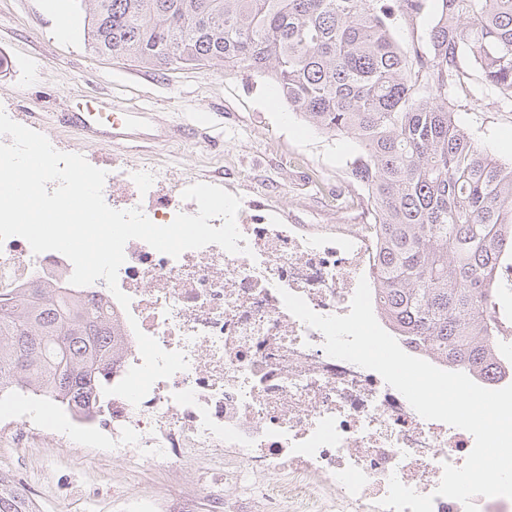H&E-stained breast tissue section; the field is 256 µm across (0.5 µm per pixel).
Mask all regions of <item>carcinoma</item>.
<instances>
[{"label":"carcinoma","instance_id":"carcinoma-1","mask_svg":"<svg viewBox=\"0 0 512 512\" xmlns=\"http://www.w3.org/2000/svg\"><path fill=\"white\" fill-rule=\"evenodd\" d=\"M94 51L160 71L221 65L271 82L288 110L357 144L373 284L391 330L475 376L496 348L495 298L512 256V165L465 133L448 106L471 62L512 101V0H435L422 45L386 22L428 0H90ZM112 373V327L90 298L44 288L0 297V392L36 390L86 413ZM0 512H37L0 473Z\"/></svg>","mask_w":512,"mask_h":512}]
</instances>
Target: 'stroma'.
Returning a JSON list of instances; mask_svg holds the SVG:
<instances>
[{"label": "stroma", "mask_w": 512, "mask_h": 512, "mask_svg": "<svg viewBox=\"0 0 512 512\" xmlns=\"http://www.w3.org/2000/svg\"><path fill=\"white\" fill-rule=\"evenodd\" d=\"M55 0H0V108L78 153L93 166L109 158L176 171L183 186L207 183L247 204L272 202L283 224H359L365 188L347 173L355 149L290 115L267 79L225 74L223 68L160 72L137 62L95 54L84 36L85 6L71 0L70 33H55ZM450 100L459 125L512 162V102L476 83ZM125 112L113 138L64 127V112ZM75 456L46 446L25 454L0 446V472L36 492L39 512H66L71 484L93 483L100 512H123L127 494L157 495L162 470L130 472L111 455L82 445Z\"/></svg>", "instance_id": "35a3bbf8"}]
</instances>
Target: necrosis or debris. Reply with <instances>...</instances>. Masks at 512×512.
I'll return each instance as SVG.
<instances>
[{
    "mask_svg": "<svg viewBox=\"0 0 512 512\" xmlns=\"http://www.w3.org/2000/svg\"><path fill=\"white\" fill-rule=\"evenodd\" d=\"M167 172L113 165L103 198L166 225L196 202L166 186ZM236 223L249 248L211 244L174 258L133 239L118 286L69 282L63 254L33 253L22 237L0 243V294L36 283L95 296L118 331L110 381L87 414L48 415L40 393L5 409L0 430L28 445L70 447L91 438L129 469L164 467L172 488L183 469L211 485L214 512H238L258 481L266 512H383L390 477L423 495L433 512H464L436 496L444 465L462 466L469 432L423 419L380 374L330 357L323 335L292 315L281 291L321 315H345L376 251L371 224H282L241 206Z\"/></svg>",
    "mask_w": 512,
    "mask_h": 512,
    "instance_id": "1",
    "label": "necrosis or debris"
}]
</instances>
